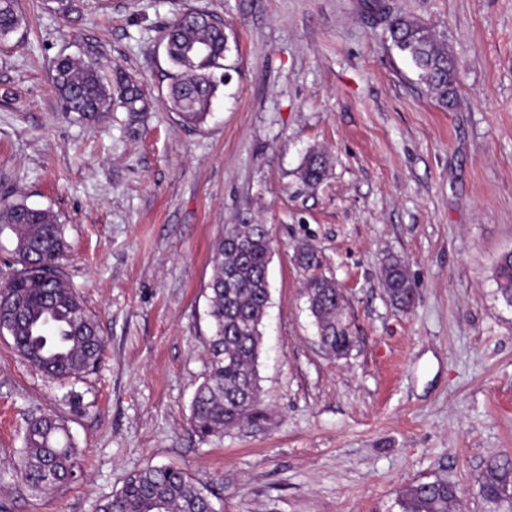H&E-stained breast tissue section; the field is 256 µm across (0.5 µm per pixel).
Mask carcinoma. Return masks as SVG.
Masks as SVG:
<instances>
[{
    "mask_svg": "<svg viewBox=\"0 0 512 512\" xmlns=\"http://www.w3.org/2000/svg\"><path fill=\"white\" fill-rule=\"evenodd\" d=\"M20 24L16 0H0V39ZM395 48L416 69L437 103L454 106L456 65L444 37L428 24L397 15L387 20ZM224 21L206 11L183 12L164 30L168 57L175 69L166 106L182 121L206 122L208 106L218 83L213 70L224 68ZM204 43L208 52L187 59L185 49ZM53 80L66 112L93 118L109 112L114 102L112 82L100 68L71 57L54 65ZM326 169L323 155L308 156L303 180L319 183ZM15 236L21 269L0 284V335L6 333L15 350L47 378L62 381L94 369L104 347L100 323L65 279L60 260L67 247L65 225L46 209L23 201L0 206V230ZM272 255L267 225L228 224L212 249L213 276L209 284L211 335L210 366L191 404L190 427L202 440L264 417L258 375L263 320L270 300L268 266ZM499 292L512 306V251L495 266ZM392 304L409 308L415 289L406 269L389 264L384 280ZM309 310L322 347L341 358L356 347L347 301L332 280L314 277L306 282ZM77 448L58 416L29 421L24 448L0 481L19 478L33 492L51 491L76 477ZM482 498L493 512H512V460L486 461ZM457 488L447 479L412 484L399 496L400 512H455ZM95 512H214L210 497L195 478L174 466H148L131 475L112 497L95 505Z\"/></svg>",
    "mask_w": 512,
    "mask_h": 512,
    "instance_id": "obj_1",
    "label": "carcinoma"
}]
</instances>
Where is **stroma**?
<instances>
[{"instance_id":"stroma-1","label":"stroma","mask_w":512,"mask_h":512,"mask_svg":"<svg viewBox=\"0 0 512 512\" xmlns=\"http://www.w3.org/2000/svg\"><path fill=\"white\" fill-rule=\"evenodd\" d=\"M19 0L0 41V199L65 224L63 271L101 322L93 372L59 385L0 336V469L28 422L62 417L77 476L48 495L0 484V512H94L146 466L174 465L217 512H400L438 477L463 512L487 459L512 458V307L494 269L512 251V0ZM223 18L230 50L201 126L165 106L161 30L180 10ZM424 20L456 64L439 107L386 40L385 16ZM134 86L85 120L63 112L59 55ZM323 151L307 187L300 166ZM262 222L273 245L258 371L266 416L200 440L190 404L208 370L211 248ZM348 301L358 346H320L298 249ZM400 261L415 288H383ZM385 293L392 304L409 308L415 297V289L406 269L397 261L389 264L384 280Z\"/></svg>"}]
</instances>
